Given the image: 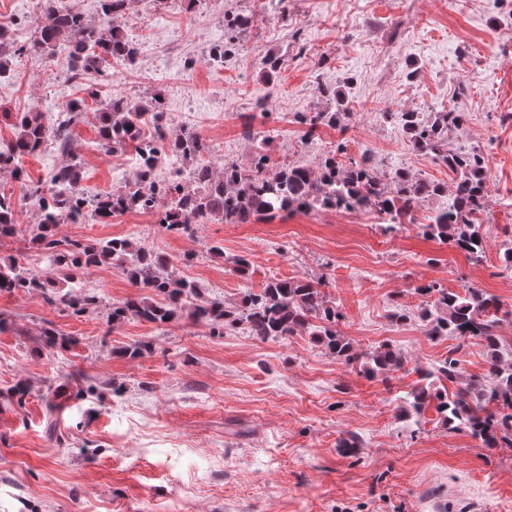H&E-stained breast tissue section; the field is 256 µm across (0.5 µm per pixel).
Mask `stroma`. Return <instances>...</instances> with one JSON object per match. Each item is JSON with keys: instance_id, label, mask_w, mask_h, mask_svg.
Listing matches in <instances>:
<instances>
[{"instance_id": "1", "label": "stroma", "mask_w": 512, "mask_h": 512, "mask_svg": "<svg viewBox=\"0 0 512 512\" xmlns=\"http://www.w3.org/2000/svg\"><path fill=\"white\" fill-rule=\"evenodd\" d=\"M38 0H0L14 45L34 35ZM253 13L242 46H227L225 20ZM119 28L140 46L136 66L114 60L71 80L67 51L12 56L0 78V141L14 138L11 115L43 112L97 89L140 102L161 94L172 132L196 133L214 165L246 162L244 127L267 136L279 163L315 164L344 144L348 156L373 155L379 171L395 163L416 178L452 184L442 165L413 150L384 117L414 111L431 117L454 105L465 122L448 134V151L469 147L488 164L489 198L479 214L486 233L478 262L427 238L420 226L450 195L420 204L416 221L382 233L369 211L285 212L251 224H201L193 235L166 231L151 214L127 212L108 224H62L86 240L128 238L173 259L179 274L226 305L273 279L326 276L343 314L338 330L355 348L390 342L402 368L370 378L313 344L309 336L261 340L245 326L215 335L182 319L164 326L129 320L111 327L113 304L136 295L122 268L89 270L82 290L95 311L73 314L43 297L0 294V512H512V447L487 450L451 432L434 411L405 418L417 369L458 348L465 373L486 369L477 341L432 340L418 318L417 286L437 281L482 288L510 315L498 328L512 342V276L501 254L512 248V0H129ZM226 47L223 61L214 47ZM278 52L273 79L262 58ZM338 89L349 121L320 127L303 154L301 115L330 109L318 84ZM98 114L72 129L82 188L110 192L133 174L132 152L89 156L99 141ZM223 257L210 254L213 244ZM251 262L247 276L236 257ZM73 338L47 348L41 332ZM153 344L131 358L122 347ZM30 387L24 405L10 396ZM62 394L55 433H47L45 395ZM356 435L359 455L338 442Z\"/></svg>"}]
</instances>
